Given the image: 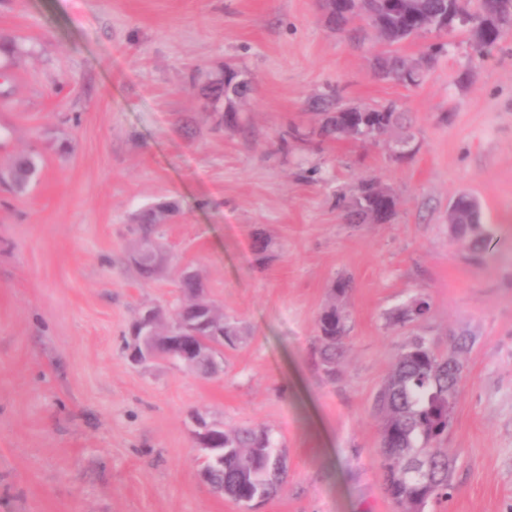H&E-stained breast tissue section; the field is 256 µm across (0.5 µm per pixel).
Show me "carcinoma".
Here are the masks:
<instances>
[{"mask_svg":"<svg viewBox=\"0 0 512 512\" xmlns=\"http://www.w3.org/2000/svg\"><path fill=\"white\" fill-rule=\"evenodd\" d=\"M414 9L423 16L438 18L450 8L463 11L476 28L468 29L471 45L480 56L484 50L500 40L505 31L493 22L495 17L512 13V0H413ZM352 19L362 21L391 50L374 57L373 76L384 81L415 87L424 72L445 51V44L435 43L418 60L416 73L405 71V58L395 48L408 39L422 36L416 23L407 14L396 12L390 0H359L349 15L336 17V24L344 25ZM249 89V82L230 77L216 82V91L231 93L240 98ZM366 117L374 118L373 132L368 140H377L395 127L402 125L404 113L395 104L373 107L369 112L329 113L322 133L345 138L342 130L361 124ZM38 171L32 156H21L13 165V179L21 189ZM397 199L380 187L374 178L360 181L356 195L347 206L348 218L354 222H384L395 213ZM449 223L459 233L471 236L472 249L484 245L480 231V210L468 194H461L449 214ZM142 244H153L163 250L159 225L146 217L134 227ZM430 303L422 295L413 298L407 306L395 309L389 320L396 326L410 322H424L430 314ZM176 316L185 325H195L200 318L198 306L184 303ZM321 359L329 370H334L336 357L344 348L348 335V313L335 303L322 312L317 323ZM464 378V366L457 360L442 355L428 336L410 337L401 347L394 366L382 385L376 399L381 416L379 462L383 470L386 490L398 505L400 512H424L431 501L448 498V452L439 449L442 437L448 434V403L454 399ZM285 459L274 446L268 429L259 426L241 427L224 431V470L213 476L214 484L224 490V497L243 505L257 498L270 499L277 495L284 482Z\"/></svg>","mask_w":512,"mask_h":512,"instance_id":"carcinoma-1","label":"carcinoma"}]
</instances>
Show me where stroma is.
I'll return each instance as SVG.
<instances>
[{
  "label": "stroma",
  "instance_id": "obj_1",
  "mask_svg": "<svg viewBox=\"0 0 512 512\" xmlns=\"http://www.w3.org/2000/svg\"><path fill=\"white\" fill-rule=\"evenodd\" d=\"M0 512H242L199 477L198 419L269 429L288 460L257 512H398L377 456L376 395L407 336L465 366L442 441L448 500L512 512V35L476 57L465 31L419 86L371 72L385 46L321 0H0ZM251 92L228 112L225 68ZM337 105L394 101L386 142L314 138ZM38 173L16 190L14 158ZM398 200L351 224L360 179ZM461 194L486 243L448 222ZM167 213L168 263L143 279L131 227ZM239 330L224 372L131 361L139 308H176L180 268ZM352 288L334 374L317 319ZM423 293L427 321L389 312ZM469 343L454 352L455 335Z\"/></svg>",
  "mask_w": 512,
  "mask_h": 512
}]
</instances>
